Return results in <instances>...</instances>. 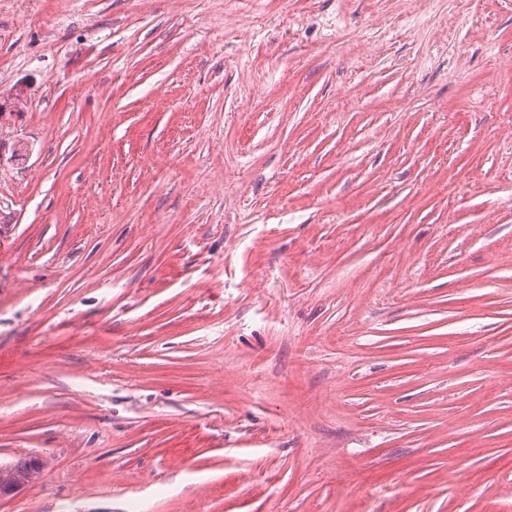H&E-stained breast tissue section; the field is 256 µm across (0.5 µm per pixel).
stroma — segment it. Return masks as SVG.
<instances>
[{"instance_id": "obj_1", "label": "stroma", "mask_w": 512, "mask_h": 512, "mask_svg": "<svg viewBox=\"0 0 512 512\" xmlns=\"http://www.w3.org/2000/svg\"><path fill=\"white\" fill-rule=\"evenodd\" d=\"M16 88L0 512H512V0H0ZM39 469V463L35 459L17 460L8 467H0L1 487L23 486L31 476Z\"/></svg>"}]
</instances>
